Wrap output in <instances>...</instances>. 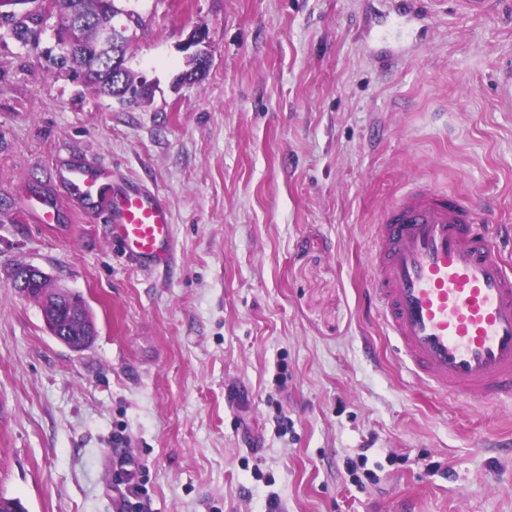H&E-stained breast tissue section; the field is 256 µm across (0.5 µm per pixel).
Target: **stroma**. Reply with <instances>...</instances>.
<instances>
[{
  "instance_id": "1",
  "label": "stroma",
  "mask_w": 512,
  "mask_h": 512,
  "mask_svg": "<svg viewBox=\"0 0 512 512\" xmlns=\"http://www.w3.org/2000/svg\"><path fill=\"white\" fill-rule=\"evenodd\" d=\"M126 108L0 28V494L27 512H512V404L407 383L368 297L381 211L423 180L474 196L512 266V17L452 0H132ZM206 31L203 79L181 46ZM88 159L158 191L176 263L146 272L60 191ZM55 203L38 223L30 201ZM81 296L93 344L13 285ZM367 452L376 481L355 484Z\"/></svg>"
}]
</instances>
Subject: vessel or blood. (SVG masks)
I'll use <instances>...</instances> for the list:
<instances>
[{"label":"vessel or blood","instance_id":"vessel-or-blood-1","mask_svg":"<svg viewBox=\"0 0 512 512\" xmlns=\"http://www.w3.org/2000/svg\"><path fill=\"white\" fill-rule=\"evenodd\" d=\"M454 2L464 14H512V0ZM109 175L95 163L68 165L66 192L110 224L142 270L171 267L173 224L161 195L138 182L113 191ZM369 263L385 333L415 381L437 394L512 401V270L471 197L412 184L383 211Z\"/></svg>","mask_w":512,"mask_h":512}]
</instances>
